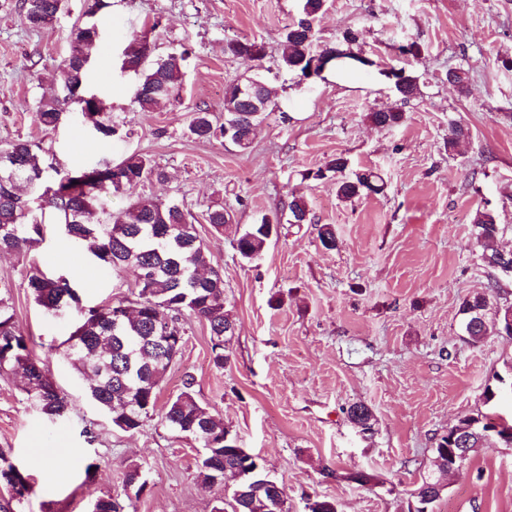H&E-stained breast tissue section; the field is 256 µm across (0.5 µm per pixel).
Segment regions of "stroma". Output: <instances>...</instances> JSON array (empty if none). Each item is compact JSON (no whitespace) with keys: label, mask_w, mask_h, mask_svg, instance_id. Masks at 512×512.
Here are the masks:
<instances>
[{"label":"stroma","mask_w":512,"mask_h":512,"mask_svg":"<svg viewBox=\"0 0 512 512\" xmlns=\"http://www.w3.org/2000/svg\"><path fill=\"white\" fill-rule=\"evenodd\" d=\"M303 0H108L87 18L86 0L50 26L26 28L18 0H0V144L35 143L60 170L116 163L136 153L166 172L135 193L100 198L113 221L136 196L174 199L196 217L198 236L224 276V306L235 331L223 368L214 367L209 330L193 319L181 354L160 385L165 407L193 377L198 400L216 410L239 447L262 458L284 489L288 512H306L315 497L338 512H407L425 478L440 479L434 512H512V447L489 441L458 469L434 466L441 435L458 420L482 414L512 417V398L486 400V386L512 368V337L464 339L459 308L476 293L512 305V275L486 268L471 224L491 210L512 251V0H326L316 19L317 48H342L349 29L364 33L369 67L340 77L302 80L280 66L288 25L303 16ZM93 20L100 39L90 50L87 89L105 100L115 135L103 137L76 110L55 129L34 121L39 100L60 93L55 76L69 52L75 23ZM156 23L153 58L189 51L182 87L151 111L132 105L136 77L122 72L126 37ZM261 44L264 56L246 61L229 40ZM416 43L419 58L399 59L398 45ZM403 67L419 79L421 96L399 102L383 67ZM463 70L468 94L449 83ZM277 91V107L258 127L248 151L231 141H202L188 132L196 108L224 119V91L249 76ZM401 106L405 119L386 129L371 111ZM468 138L449 150L448 124ZM349 170L375 169L380 194L343 200L330 180L311 172L335 157ZM304 197L309 224H278L262 255L241 257L236 240L262 216ZM223 204L232 217L215 232L203 216ZM331 225L335 249L321 246ZM86 267L77 280L82 306L126 296L128 273L103 268L64 234L45 228L32 250L0 253V295L9 299L20 332L49 377L67 395L69 411L50 421L31 407L19 377L0 376V452L28 476L23 512H89L99 496L124 492L129 466L148 481L134 512H213L230 498L233 479L208 490L195 477L200 446L153 416L134 433L114 428L90 401V381L64 358L61 343L74 310L47 314L28 288L32 269L49 276ZM367 405L375 417L362 435L347 408ZM55 448L52 462L39 449ZM371 475L350 481L351 472Z\"/></svg>","instance_id":"obj_1"}]
</instances>
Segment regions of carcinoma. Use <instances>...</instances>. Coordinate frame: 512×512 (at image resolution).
<instances>
[{"label":"carcinoma","mask_w":512,"mask_h":512,"mask_svg":"<svg viewBox=\"0 0 512 512\" xmlns=\"http://www.w3.org/2000/svg\"><path fill=\"white\" fill-rule=\"evenodd\" d=\"M63 0H21L23 24L33 30L49 26V17L59 11ZM324 0H304V17L290 25L281 44V67L301 78L309 77L315 32L313 22L322 12ZM95 42L92 25H76L70 32V50L59 67L56 80L62 95L39 103L36 123L54 128L62 114L74 103V98L85 94L88 68L81 59V45ZM235 56L249 61L262 58L261 47L248 40L227 43ZM152 54L147 32L133 31L128 35L123 52L122 68L137 78L133 103L142 111L151 109L158 100L173 95L185 77L187 50H175L164 58L144 61ZM399 81L393 84L397 96L407 101L419 94V79L397 70ZM275 91L258 78H248L230 84L224 91V123H214L211 113L199 108L189 123V133L198 140L210 141L224 137V125H233L230 139L240 151L252 144L256 127L265 114L274 111ZM102 100L92 96L81 103V112L92 120L96 130L105 137L112 135V127L98 120ZM404 114L397 108L377 110L368 119L379 127H395L402 123ZM468 136V129L457 122L448 128V151L452 152ZM347 162L342 157L329 161L318 169L315 179L331 177L336 180L337 195L351 200L363 193L380 194L385 183L372 170L357 171L350 177H336L343 173ZM117 168L125 178L119 188L112 184V169ZM90 168H75L57 173V178L46 181L43 159L30 141L18 138L0 146V252L22 253L42 240V221L33 214L31 199L26 189L32 183L46 182L41 198L52 209L58 223L64 225L67 235L80 247H86L99 263L115 271L128 270L133 274L131 296L90 307L80 306L75 285L65 276L48 277L34 272L28 277V288L37 305L47 313L75 307L77 321L67 344L65 356L83 375L93 378L90 399L101 408L112 425L124 432L140 429L155 410L158 389L170 366L181 353L187 329L185 316L206 323L209 329L213 364L224 367L226 344L234 334V322L224 307V276L211 266L209 250L196 234L195 217L174 201L139 198L112 223L105 224L96 207L103 194L125 190L131 192L147 180L161 181L162 170L147 157L134 154L116 165L101 168L91 175ZM205 221L215 230H224L230 223V214L222 205L207 208ZM310 222L304 197H293L288 204L289 224ZM273 222L262 217L250 225L237 239V250L245 259L260 257L267 245ZM476 239L482 248L484 265L498 272L512 270V251L497 246L501 228L490 211H479L473 220ZM489 298L478 293L465 300L460 309L461 329L465 340L478 346L492 334L512 336V306L497 308L488 313ZM161 336H177L179 341L165 345ZM20 376L22 390L31 404L50 420L62 419L69 409V401L48 377L41 362L33 357L26 337L18 331L9 301L0 297V373ZM349 421L366 433L372 431L374 415L366 405L354 403L347 409ZM163 423L173 432L185 435L204 452L196 460V478L202 487L212 489L224 486V473H233L239 462L241 449L224 426V421L201 404L193 390V379L184 381L183 389L166 403ZM466 439L465 453L483 445L493 437L509 445L512 440V422H493L486 415L466 417L448 428L435 448V463L443 472L454 465L450 447L451 436ZM273 483L259 465L256 472L235 485L233 512H286L285 500H276ZM21 485L31 491L27 476L0 455V486L7 488L9 497L0 500V512H18L26 495L16 490ZM147 480L140 467L127 470L125 487L140 497ZM443 490L434 480H424L414 490L415 509L408 512H433L432 506ZM91 512H126V504L112 495L97 498Z\"/></svg>","instance_id":"1"}]
</instances>
